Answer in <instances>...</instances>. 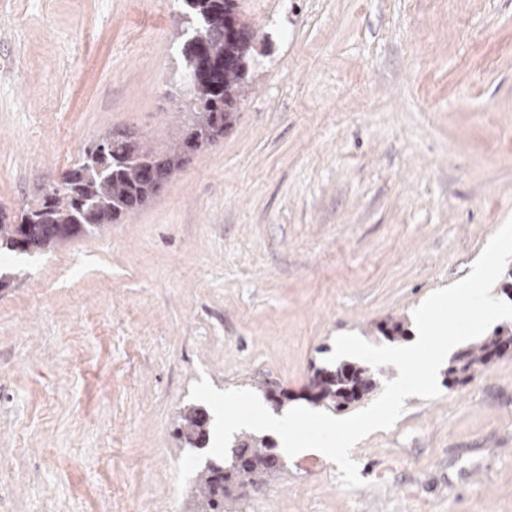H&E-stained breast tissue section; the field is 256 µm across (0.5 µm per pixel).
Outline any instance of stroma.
I'll return each instance as SVG.
<instances>
[{"mask_svg":"<svg viewBox=\"0 0 512 512\" xmlns=\"http://www.w3.org/2000/svg\"><path fill=\"white\" fill-rule=\"evenodd\" d=\"M251 87L122 223L0 253V512H193L176 483L192 385L299 406L334 339L380 345L468 276L512 217V0H238ZM182 0H0V212L86 148L182 137ZM311 452L243 512H512V349Z\"/></svg>","mask_w":512,"mask_h":512,"instance_id":"obj_1","label":"stroma"}]
</instances>
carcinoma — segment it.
Listing matches in <instances>:
<instances>
[{
    "label": "carcinoma",
    "mask_w": 512,
    "mask_h": 512,
    "mask_svg": "<svg viewBox=\"0 0 512 512\" xmlns=\"http://www.w3.org/2000/svg\"><path fill=\"white\" fill-rule=\"evenodd\" d=\"M194 20V35L183 44L184 71L193 101V120L187 135L175 146L158 153L126 138H112L86 150L82 162L46 190L39 205L24 211L18 222L0 216V247L42 252L66 239L92 233L127 217L146 205L158 191L153 173L169 179L185 163L189 142L201 148L224 137L237 104L248 91L255 31L240 19L237 0H184ZM238 36L224 35L227 23ZM512 344V331L498 329L456 357L452 373L477 371L491 356ZM382 372L343 364L315 373L314 401L328 409H343L364 399L382 383ZM205 414L193 406L183 408L178 433L184 444L203 448ZM238 458L207 460L197 472L198 512H239L248 486H261L280 472L274 445L265 437L242 435L235 442Z\"/></svg>",
    "instance_id": "cac0c4a2"
}]
</instances>
